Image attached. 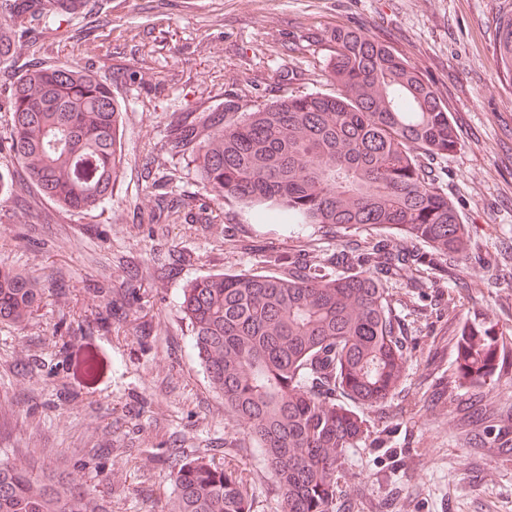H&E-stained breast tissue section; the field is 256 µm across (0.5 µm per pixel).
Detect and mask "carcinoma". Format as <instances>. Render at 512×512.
I'll return each mask as SVG.
<instances>
[{"mask_svg": "<svg viewBox=\"0 0 512 512\" xmlns=\"http://www.w3.org/2000/svg\"><path fill=\"white\" fill-rule=\"evenodd\" d=\"M87 0H0V20L21 35L82 11ZM492 57L512 79V10L498 15ZM331 93L289 95L243 111L188 112L171 131L175 152L195 164L218 196L292 224H321L349 235L312 262L271 259L280 273L204 275L182 289L190 345L224 408L262 452L280 491L279 512H334L337 472L361 439L362 419L336 404L340 391L363 405L384 401L406 363L405 325L393 315L387 283L426 264L457 262L475 240L434 161L454 150L455 128L441 90L372 32L338 26L330 34ZM0 159L20 165L37 193L70 211L104 206L122 168L120 102L110 83L77 67H37L15 77ZM160 223L170 215L166 185L152 182ZM393 229L404 242L363 233ZM428 244L423 252L405 241ZM99 300L66 325L57 367L82 381L56 393L81 396L97 376L94 337L113 314L131 310L129 281H90ZM42 289L0 267V322L21 324ZM456 377L467 385L501 372L507 351L479 326L453 336ZM174 497L169 512H250L248 487L205 451L167 454ZM0 512H108L96 489L73 477L40 480L0 459Z\"/></svg>", "mask_w": 512, "mask_h": 512, "instance_id": "carcinoma-1", "label": "carcinoma"}]
</instances>
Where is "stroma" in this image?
<instances>
[{"mask_svg": "<svg viewBox=\"0 0 512 512\" xmlns=\"http://www.w3.org/2000/svg\"><path fill=\"white\" fill-rule=\"evenodd\" d=\"M501 0H89L33 51L14 37L15 69L62 63L107 78L122 104L123 170L111 200L85 213L13 192L22 169L0 168V266L37 279L43 301L22 325L0 324V457L36 477L68 475L96 488L110 512H168L174 488L166 450L210 448L251 493V512H277L280 495L263 456L224 408L190 349L178 303L182 288L214 273L266 272L269 254L336 251L338 233L318 224L261 219L257 208L218 197L194 165L171 150L167 131L184 112L244 107L292 92H328L326 36L339 25L380 34L442 91L459 133L436 160L440 185L463 223L476 227V253L452 272L428 270L424 287L388 285L407 325V360L395 394L356 406L366 425L338 474L336 512H512V363L484 384L461 388L440 331L479 324L512 351V281L495 276L496 253L512 245V80L493 65ZM168 180L212 212L209 224L172 216L153 224V189ZM38 225L41 243L26 241ZM193 250L169 275L172 254ZM134 259L139 299L95 338L107 367L81 401L58 405L72 372L48 371L70 321L90 310L87 279L125 278ZM444 279L437 291L430 283ZM67 297H59L58 286ZM436 305L431 324L413 322L407 300ZM149 340H141L142 324ZM39 360L30 380L14 372Z\"/></svg>", "mask_w": 512, "mask_h": 512, "instance_id": "1", "label": "stroma"}]
</instances>
